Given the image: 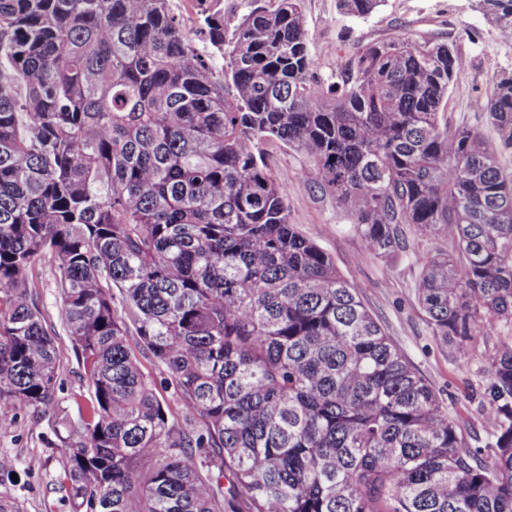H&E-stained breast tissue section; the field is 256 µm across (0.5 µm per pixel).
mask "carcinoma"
Here are the masks:
<instances>
[{"mask_svg": "<svg viewBox=\"0 0 512 512\" xmlns=\"http://www.w3.org/2000/svg\"><path fill=\"white\" fill-rule=\"evenodd\" d=\"M222 2L193 0L203 55L169 0H0V413L47 419L74 512H512V343L483 369L493 441L466 448L266 162L312 159L366 256L408 224L448 241L418 301L466 358L512 323V69L476 100L491 145L445 118L460 36L397 32L322 79L302 0H248L229 38ZM480 4L512 28V0ZM48 256L76 421L32 291Z\"/></svg>", "mask_w": 512, "mask_h": 512, "instance_id": "carcinoma-1", "label": "carcinoma"}]
</instances>
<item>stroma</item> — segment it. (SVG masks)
<instances>
[{
	"mask_svg": "<svg viewBox=\"0 0 512 512\" xmlns=\"http://www.w3.org/2000/svg\"><path fill=\"white\" fill-rule=\"evenodd\" d=\"M303 12L309 45L322 73L328 72L341 51L400 30L414 39L440 32L462 34L465 72L448 92V124L479 128L488 140H495L494 129L474 102L490 93L499 71L512 69V39L503 37L497 24L483 14L478 0H384L379 10L365 19L342 14L337 0H303ZM267 163L278 177L292 223L331 254L339 272L358 288L388 336L433 384L466 447H485L496 421L492 411L479 404L486 385L481 367L500 342L512 336V327L501 323L489 335L478 337L464 359L432 335L418 304L416 285L427 257L435 250L448 249V242L412 231L408 234L409 252L363 258L362 242L351 230L352 216L315 190L314 166L304 154L276 149ZM52 265V259L43 260L35 293L48 327L56 331L60 395L75 417L89 386L57 320L58 292ZM52 438L46 422L32 414L0 415V452L18 462L16 478L0 479V492L14 497L23 512H72L71 503L57 489L56 478L65 457L60 449L51 447Z\"/></svg>",
	"mask_w": 512,
	"mask_h": 512,
	"instance_id": "obj_1",
	"label": "stroma"
}]
</instances>
